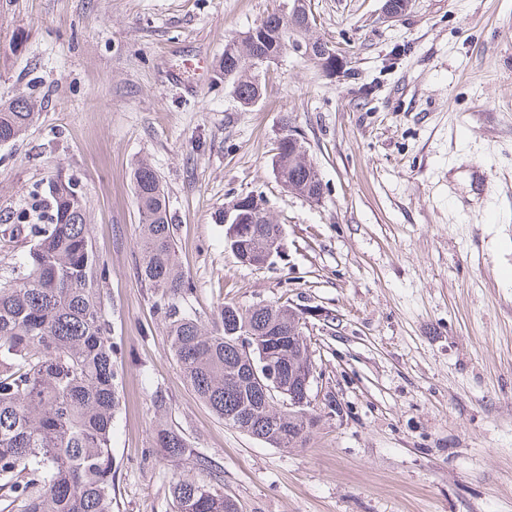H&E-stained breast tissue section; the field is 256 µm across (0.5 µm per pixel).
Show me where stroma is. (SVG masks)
Here are the masks:
<instances>
[{
    "mask_svg": "<svg viewBox=\"0 0 512 512\" xmlns=\"http://www.w3.org/2000/svg\"><path fill=\"white\" fill-rule=\"evenodd\" d=\"M281 3L0 0V96L36 102L26 135L0 145V215L64 169L109 269L123 367L112 512H171L157 392L239 512H512V0H411L394 19L385 0H306L335 74L285 52L241 108L216 64ZM193 55L207 76L173 82ZM289 128L319 202L277 177ZM142 159L162 179L197 316L269 302L303 314L320 369L303 446L225 426L172 359L136 274ZM476 163L489 184L469 212ZM248 194L283 229L262 267L239 262L215 221Z\"/></svg>",
    "mask_w": 512,
    "mask_h": 512,
    "instance_id": "obj_1",
    "label": "stroma"
}]
</instances>
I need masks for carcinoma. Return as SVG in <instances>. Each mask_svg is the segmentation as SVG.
Masks as SVG:
<instances>
[{
	"instance_id": "cac0c4a2",
	"label": "carcinoma",
	"mask_w": 512,
	"mask_h": 512,
	"mask_svg": "<svg viewBox=\"0 0 512 512\" xmlns=\"http://www.w3.org/2000/svg\"><path fill=\"white\" fill-rule=\"evenodd\" d=\"M306 31L289 29L274 12L241 41L225 45L220 69L244 105L262 94L257 60L273 61ZM35 112L24 97L0 99V144L18 139ZM283 135L275 169L290 190L312 202L315 165L295 153ZM141 215L137 277L151 292L154 315L165 325L169 347L195 395L225 425L272 447L301 446L307 435L288 436L292 422L249 379L250 361L260 362V338L288 329L284 306L225 305L208 322L190 309L193 283L180 267L175 233L160 176L149 164L134 171ZM239 229L230 233L235 256L263 262L265 244L280 225L256 195L236 202ZM10 232L25 225L38 240L0 278V512H112V422L120 404L119 345L103 300L108 269L95 248L86 202L76 182L57 171L47 186L12 217ZM245 321L254 335L227 329ZM250 350H245V347ZM153 443L171 463L190 460L201 476L180 474L169 485L172 512H238L224 494L221 467L192 448L166 421L169 403L152 395Z\"/></svg>"
}]
</instances>
